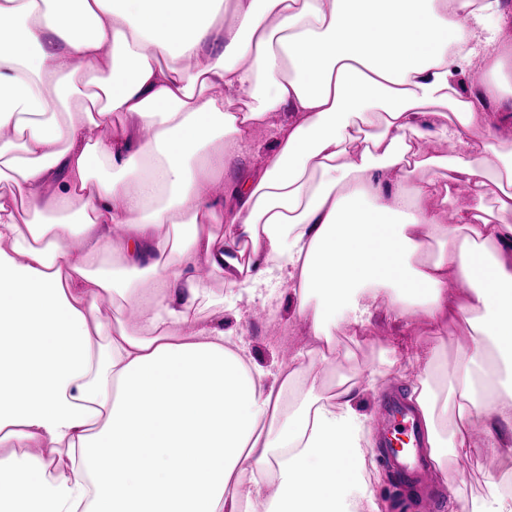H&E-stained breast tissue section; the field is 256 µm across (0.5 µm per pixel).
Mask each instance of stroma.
Listing matches in <instances>:
<instances>
[{
  "mask_svg": "<svg viewBox=\"0 0 512 512\" xmlns=\"http://www.w3.org/2000/svg\"><path fill=\"white\" fill-rule=\"evenodd\" d=\"M269 291L274 299L272 304L262 305L260 301L241 299L234 307L224 310V331L234 340L242 342L254 362L270 371H278L284 351L297 353V367L302 374L321 376L333 368L364 376L374 367L380 366L386 351L400 349L412 338L419 336L418 327L394 325L386 317H378L367 331L349 336L337 331L336 338L341 347L350 349L352 358L318 361L310 356L312 338L304 321L296 313V301L287 285L270 282ZM415 369L405 365L395 367L381 380L377 390H362L356 398L358 411L373 416L382 394L393 391L405 395L413 379ZM452 468L456 475V486L470 498H481L485 493L484 476L487 471L486 459L479 453L455 459ZM366 473L371 480L376 501L381 512H416L409 507L405 488L398 476L382 461L376 447L366 452Z\"/></svg>",
  "mask_w": 512,
  "mask_h": 512,
  "instance_id": "1",
  "label": "stroma"
}]
</instances>
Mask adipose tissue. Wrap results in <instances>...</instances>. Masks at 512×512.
Segmentation results:
<instances>
[{
    "mask_svg": "<svg viewBox=\"0 0 512 512\" xmlns=\"http://www.w3.org/2000/svg\"><path fill=\"white\" fill-rule=\"evenodd\" d=\"M2 17L0 512H379L354 396L382 369L328 394L201 319L274 278L331 351L383 295L434 333L465 320V373L420 343L407 398L446 481L475 435L496 462L456 512H512L500 0H0ZM278 112L261 165L225 181ZM116 300L134 322L99 317Z\"/></svg>",
    "mask_w": 512,
    "mask_h": 512,
    "instance_id": "1",
    "label": "adipose tissue"
}]
</instances>
